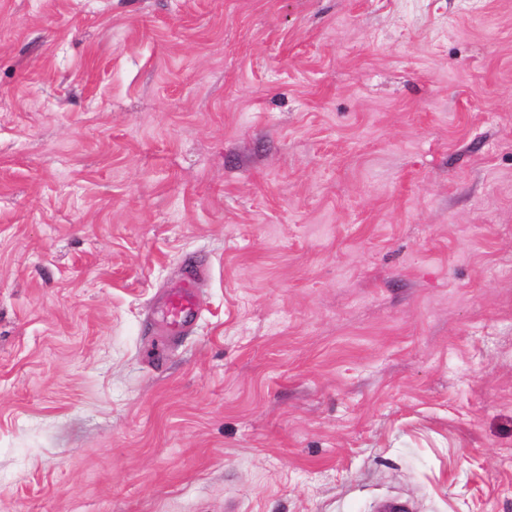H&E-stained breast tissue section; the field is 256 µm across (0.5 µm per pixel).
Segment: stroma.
Segmentation results:
<instances>
[{
    "instance_id": "obj_1",
    "label": "stroma",
    "mask_w": 512,
    "mask_h": 512,
    "mask_svg": "<svg viewBox=\"0 0 512 512\" xmlns=\"http://www.w3.org/2000/svg\"><path fill=\"white\" fill-rule=\"evenodd\" d=\"M385 501L512 512V0H0V512ZM195 274L189 276L178 286L169 288L165 296L167 324L172 334L184 332L197 315L195 300Z\"/></svg>"
}]
</instances>
